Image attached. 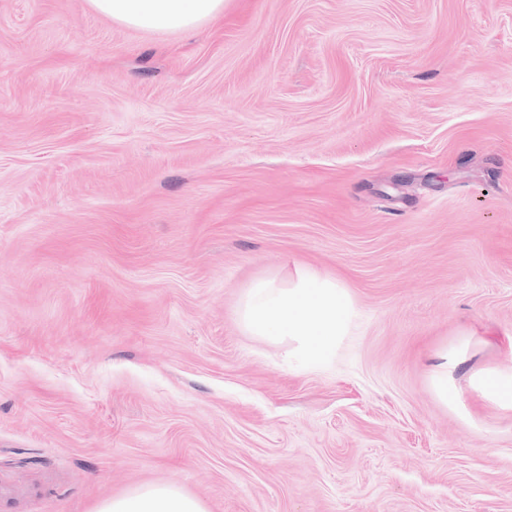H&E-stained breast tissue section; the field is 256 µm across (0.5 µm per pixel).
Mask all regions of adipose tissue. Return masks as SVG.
Instances as JSON below:
<instances>
[{
	"label": "adipose tissue",
	"instance_id": "ef3b65f1",
	"mask_svg": "<svg viewBox=\"0 0 512 512\" xmlns=\"http://www.w3.org/2000/svg\"><path fill=\"white\" fill-rule=\"evenodd\" d=\"M101 16L151 33L189 32L224 14V0H89ZM355 304L342 283L311 269L297 270L287 285L274 277L253 280L237 306L240 327L252 336L289 342L299 360L316 366L332 359L353 329ZM469 342L437 351L428 378L437 399L458 405L463 390L476 399L512 411V370H475L466 385L457 373L469 354ZM95 512H207L204 503L173 484L146 485L127 495L102 500Z\"/></svg>",
	"mask_w": 512,
	"mask_h": 512
}]
</instances>
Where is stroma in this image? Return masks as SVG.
I'll return each instance as SVG.
<instances>
[{"mask_svg": "<svg viewBox=\"0 0 512 512\" xmlns=\"http://www.w3.org/2000/svg\"><path fill=\"white\" fill-rule=\"evenodd\" d=\"M306 267L314 368L246 334ZM512 0H224L192 32L0 0V512L172 483L208 512H512ZM357 317L342 283L311 269H297L287 286L272 276L257 278L245 288L237 306L243 331L293 344L299 360L311 366L335 356ZM471 346L468 339L459 345L440 349L428 367V378L437 399L445 405L456 406L460 402L462 388L457 373L466 360ZM467 381L476 399L512 411V370H475Z\"/></svg>", "mask_w": 512, "mask_h": 512, "instance_id": "35a3bbf8", "label": "stroma"}]
</instances>
